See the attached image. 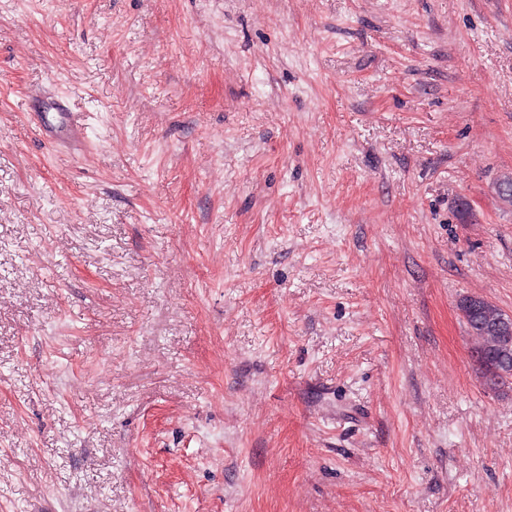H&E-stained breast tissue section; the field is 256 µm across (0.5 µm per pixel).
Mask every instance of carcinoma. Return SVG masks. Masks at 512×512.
Segmentation results:
<instances>
[{"label":"carcinoma","mask_w":512,"mask_h":512,"mask_svg":"<svg viewBox=\"0 0 512 512\" xmlns=\"http://www.w3.org/2000/svg\"><path fill=\"white\" fill-rule=\"evenodd\" d=\"M497 181L499 187L503 189L497 197L503 205L512 208V174L504 173L497 178ZM471 300L474 301L472 306H462L464 311L462 318L472 338L470 356L485 381L492 385L495 377L494 369L499 367V364L493 359L483 360L481 356L495 354L506 362L508 370L512 371V345L507 348L503 346L498 326V321L506 315V312L482 296L467 295L461 298L463 302Z\"/></svg>","instance_id":"cac0c4a2"}]
</instances>
